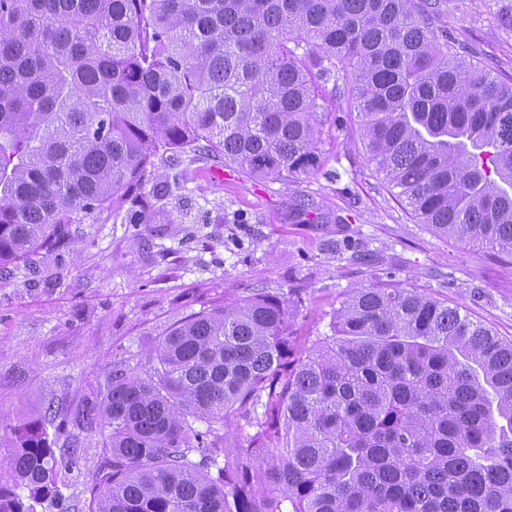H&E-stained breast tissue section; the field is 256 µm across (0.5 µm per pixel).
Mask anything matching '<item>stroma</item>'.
<instances>
[{
	"label": "stroma",
	"instance_id": "stroma-1",
	"mask_svg": "<svg viewBox=\"0 0 512 512\" xmlns=\"http://www.w3.org/2000/svg\"><path fill=\"white\" fill-rule=\"evenodd\" d=\"M441 21L512 75V0H441ZM318 172L286 183L218 158L182 154L154 223L104 210L69 227L63 248L0 273V416L44 425L55 447L81 439L59 467L76 512L106 456L108 431L78 436L73 409L115 366L146 373L161 334L181 318L265 288L298 304L299 339L325 336L343 295L392 281L460 308L512 339V259L435 235L392 196L369 162L358 119L325 92Z\"/></svg>",
	"mask_w": 512,
	"mask_h": 512
}]
</instances>
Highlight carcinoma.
Returning a JSON list of instances; mask_svg holds the SVG:
<instances>
[{
	"label": "carcinoma",
	"instance_id": "carcinoma-1",
	"mask_svg": "<svg viewBox=\"0 0 512 512\" xmlns=\"http://www.w3.org/2000/svg\"><path fill=\"white\" fill-rule=\"evenodd\" d=\"M437 2L0 0V269L105 207L152 223L168 152L318 170L317 78L418 223L512 258V76ZM295 314L260 288L166 329L148 375L115 367L72 413L110 429L89 512H512V339L377 281L291 360ZM232 415L257 433L206 441ZM2 445L0 512L62 499L40 423L0 419Z\"/></svg>",
	"mask_w": 512,
	"mask_h": 512
}]
</instances>
